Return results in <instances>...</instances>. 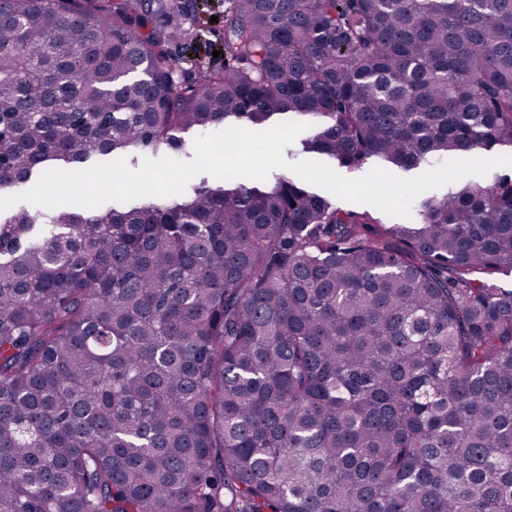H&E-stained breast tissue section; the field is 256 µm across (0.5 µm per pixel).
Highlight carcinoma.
I'll return each mask as SVG.
<instances>
[{"mask_svg":"<svg viewBox=\"0 0 512 512\" xmlns=\"http://www.w3.org/2000/svg\"><path fill=\"white\" fill-rule=\"evenodd\" d=\"M0 0V186L321 117L409 171L512 144V0ZM382 224L286 176L0 220V512H512V175ZM222 7L211 8L202 17L203 32L192 38H180L173 44V54L177 59L195 58L200 59L212 67L224 66V55L220 50V41L223 36ZM211 16H218V23L210 24ZM213 50L220 51L219 58L213 59ZM283 122H298V123L305 124L307 126L306 129L303 130L295 138V140L290 145H288L285 148V150H284V156H285L286 160L289 161V162L294 163L292 160H290V159L288 160V150H298V149H300L301 148V146H300L301 140L307 138L311 134V127L306 122L295 120V119H292L291 117L288 118V116H281V117L276 118L272 124H270V125H268L267 127H264V128H252V127H249V126H246V125L242 124L241 122L230 121V122H227L225 124L224 130L228 129V128H232V127H239V128H244V129L251 130V131L260 132V131H266V130L274 127L275 125H277L279 123H283ZM166 156L165 154L163 153H153L151 150H142V151H139L135 154V164L133 163L132 161V157L133 156H127V155H114L112 157H101V156H92L89 161L85 164H82L80 166H75V167H71V168H67V169H61V170H68V171H77V170H84V169H87V168H90L92 167L93 165L95 164H98V163H105V162H110V161H113L115 159H118V158H124L126 160V163L128 165L129 168L131 169H138L141 164H142V161L143 159L145 158H150V159H158V158H161V157H164Z\"/></svg>","mask_w":512,"mask_h":512,"instance_id":"carcinoma-1","label":"carcinoma"}]
</instances>
